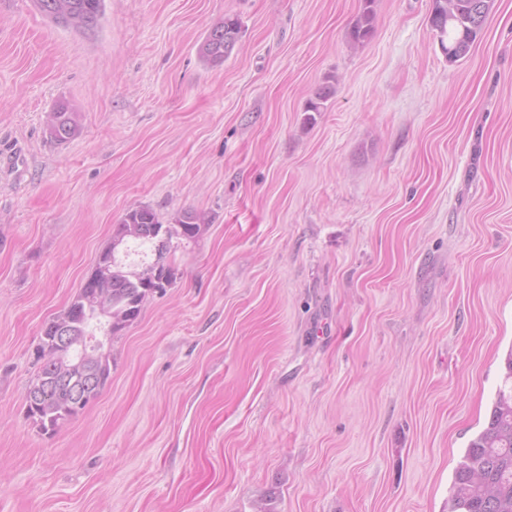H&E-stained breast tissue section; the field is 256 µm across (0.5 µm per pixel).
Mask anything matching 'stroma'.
Returning <instances> with one entry per match:
<instances>
[{"label": "stroma", "mask_w": 512, "mask_h": 512, "mask_svg": "<svg viewBox=\"0 0 512 512\" xmlns=\"http://www.w3.org/2000/svg\"><path fill=\"white\" fill-rule=\"evenodd\" d=\"M362 5L0 0V512H449L512 349V0L453 65L432 0ZM138 205L207 224L43 433L33 350ZM105 0H33L35 8L57 24L91 29L104 12ZM374 0H363L360 14L351 27L350 38L353 43H360L366 40L373 32ZM241 23L235 16H224L215 23L198 46L201 60L209 66H221L240 39ZM54 130L48 128L50 137L57 142H67L79 134L80 116L68 104L61 103L53 111Z\"/></svg>", "instance_id": "stroma-1"}]
</instances>
